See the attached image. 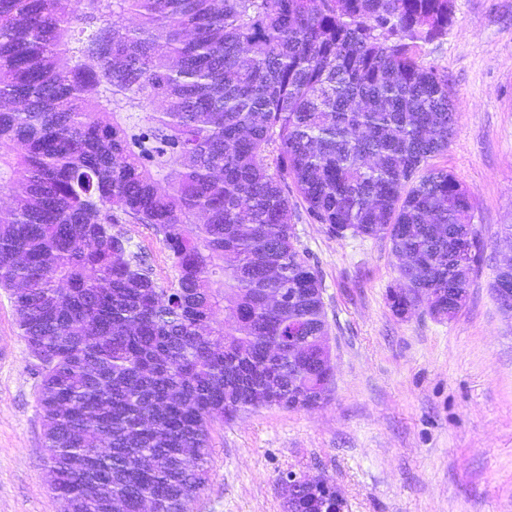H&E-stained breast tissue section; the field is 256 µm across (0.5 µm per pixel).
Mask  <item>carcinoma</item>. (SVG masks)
<instances>
[{"label": "carcinoma", "instance_id": "cac0c4a2", "mask_svg": "<svg viewBox=\"0 0 512 512\" xmlns=\"http://www.w3.org/2000/svg\"><path fill=\"white\" fill-rule=\"evenodd\" d=\"M452 0H0V287L42 362L67 512H183L213 422L329 390L310 220L385 239L453 319L482 249L428 161L455 125L420 61ZM143 225L170 262L159 278ZM299 336L293 355L282 340Z\"/></svg>", "mask_w": 512, "mask_h": 512}]
</instances>
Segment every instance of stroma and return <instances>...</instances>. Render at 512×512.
<instances>
[{
    "label": "stroma",
    "mask_w": 512,
    "mask_h": 512,
    "mask_svg": "<svg viewBox=\"0 0 512 512\" xmlns=\"http://www.w3.org/2000/svg\"><path fill=\"white\" fill-rule=\"evenodd\" d=\"M456 125L432 159L467 188L486 243L445 322L395 317L388 242L343 238L295 203L298 247L322 279L333 382L313 407L261 408L210 430L208 479L185 512H283L287 472L328 477L345 512H512V318L491 285L512 225V0H454L425 45ZM35 361L0 288V512H66L50 486Z\"/></svg>",
    "instance_id": "obj_1"
}]
</instances>
